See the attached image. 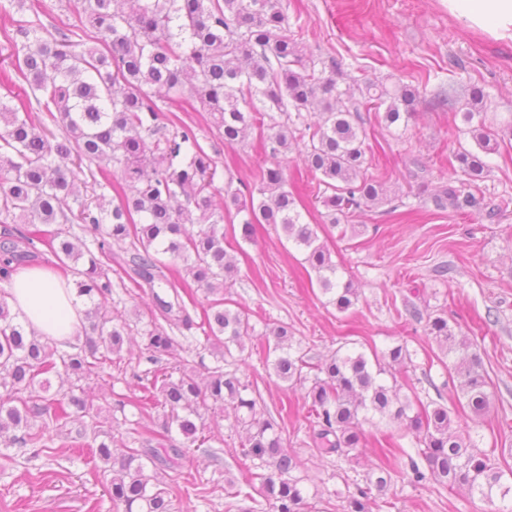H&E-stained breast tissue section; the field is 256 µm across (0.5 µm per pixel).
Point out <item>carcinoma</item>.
Segmentation results:
<instances>
[{"mask_svg": "<svg viewBox=\"0 0 512 512\" xmlns=\"http://www.w3.org/2000/svg\"><path fill=\"white\" fill-rule=\"evenodd\" d=\"M30 2V20L13 28L0 26L9 49L11 70L0 71V218L14 224H66L67 230L17 231L18 241L0 245V276L24 261L40 242L50 247L57 266L78 277V296L107 299L112 294V247L129 244V278L152 290L150 327L146 330V361L155 369L133 374L137 392L120 397L139 416L157 408L164 419L156 442L162 446L178 432L189 442L199 439L202 412L232 405L245 431L243 455L253 461L248 490L231 484L224 493L240 499L237 512H311L294 458L268 419L257 417L256 400L243 395L247 386L218 364L201 377L183 369L178 377L163 361L184 344L173 329L194 327L205 349L232 355L244 349L254 327L242 311L224 303V288L238 268L224 247V224H242L251 238L258 224L280 228L285 239L304 254L329 303L343 313L358 301L352 281H341L331 251L320 242L316 226L304 221L294 192L288 188L282 160L300 134V155L307 171L323 187L317 195L329 223L368 211L384 201V177L368 144L363 113L384 109L387 125L408 128L421 98L419 87L390 90L376 80L340 87L331 74L336 62L316 68L306 57L302 31L290 30L282 0H81L74 18L65 17L48 29L40 0H3L0 17ZM473 107L462 113L465 133L478 151H458L448 165L465 179L441 186L436 205L460 212L480 200L462 186L476 185L489 171L484 156L498 151L485 131V92L470 88ZM181 111L207 112L223 131L224 146L234 147L255 135L259 150L271 160L250 183H224V206L212 198L218 166L192 129L167 118L159 102ZM279 112L283 123H265ZM63 132L55 140L49 126ZM88 173L91 190L115 193L117 202L105 210L80 194L75 180ZM182 261L177 282H168L173 299L155 291L162 257ZM211 296L200 321L189 313L184 298L198 290ZM88 327L79 344L58 351L52 339L26 331L18 314L0 296V382L9 383L0 400V441L37 458L69 423L90 413L78 382L112 376L113 356L122 351L129 325L99 309L85 311ZM446 351L456 354L459 391L471 413L486 414L491 406L483 359L471 341L459 337L448 319L429 322ZM274 347L256 344L258 353L277 352L272 366L287 388H307L306 416L314 444L324 453L349 456L365 441L362 422L378 419L402 427L383 435L382 448H399L397 438L410 436L415 454L403 452L406 469L416 483L432 480L449 490L462 488L489 502L512 499V473L498 466L495 455L474 446L470 437L451 431L448 406L401 397V385L390 368L410 359L407 347L384 352L337 349L315 359L292 351L288 327L272 331ZM74 377L55 396L47 395L49 375ZM73 462L85 466L96 459L112 464L108 492L124 512H173L168 484L146 473L147 464H166L153 453L132 448L117 456L112 435L95 431L91 441L79 431L71 437ZM395 467L383 462L367 474L366 487L348 496L343 512H371L372 492L381 495L391 484Z\"/></svg>", "mask_w": 512, "mask_h": 512, "instance_id": "obj_1", "label": "carcinoma"}]
</instances>
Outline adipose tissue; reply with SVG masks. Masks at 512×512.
<instances>
[{
	"label": "adipose tissue",
	"mask_w": 512,
	"mask_h": 512,
	"mask_svg": "<svg viewBox=\"0 0 512 512\" xmlns=\"http://www.w3.org/2000/svg\"><path fill=\"white\" fill-rule=\"evenodd\" d=\"M450 15L496 41L512 42V0H447ZM8 302L30 328L59 345L73 340L81 303L74 288L62 285L46 266L18 268L10 274Z\"/></svg>",
	"instance_id": "ef3b65f1"
}]
</instances>
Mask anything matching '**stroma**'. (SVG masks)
I'll use <instances>...</instances> for the list:
<instances>
[{
	"label": "stroma",
	"instance_id": "35a3bbf8",
	"mask_svg": "<svg viewBox=\"0 0 512 512\" xmlns=\"http://www.w3.org/2000/svg\"><path fill=\"white\" fill-rule=\"evenodd\" d=\"M290 18L308 30L306 50L323 60H336L344 74L363 75L386 85L414 84L425 76L418 114L402 136H394L378 121H371L369 142L386 173L390 204L408 211L397 222L378 206L354 216L363 227L356 236H341L325 223L322 206L314 197L317 182L306 172L297 153L286 164L289 187L301 196L305 220L318 225L337 264L359 291L357 303L341 313L327 302L319 285L311 283L301 262V251L285 250L273 225L258 227L253 240L242 238L241 224L225 225L228 250L239 272L224 296L230 308L248 313L256 334L285 325L299 351L327 355L338 348L365 353L402 344L410 358L395 374L406 394L423 402L441 401L451 410L454 425L468 422L455 387V355H443L427 330L429 318H447L456 334L477 344L488 374L491 408L473 427L478 448L495 451L501 467L512 468V207L495 219L486 216V204L512 198V43L493 42L470 31L465 22L449 16L446 0H283ZM483 86L487 93L486 123L497 135L499 149L488 155L490 172L474 193L485 205L460 214L438 208L437 188L453 179L449 156L474 149L470 135L460 132L459 112L468 107V89ZM179 123L190 126L218 163L222 178L250 182L267 161L253 144L226 147L211 126L207 113L182 112ZM427 160L425 178L412 175L415 158ZM128 255L117 251L112 261V296L106 310L126 318L130 348L122 350L127 373L119 381H83L92 416L72 423V430L94 424L111 428L115 441L130 440L132 406L118 408L116 394L127 392L138 368L133 354L143 346L149 325V289L123 287ZM186 367L198 373L215 365L234 372L247 384V397L257 409L277 422L284 447L298 461L294 477L304 496L318 512H342L349 491L364 484L372 463L380 462L379 438L389 425L364 423L368 441L360 458L320 456L306 420L309 402L303 391L288 390L272 365L252 348L222 358L212 349H190ZM203 434L219 459L203 450L186 448L180 434L171 444L179 449L175 462L158 466L171 484L193 474L196 489L176 499L175 512H229L226 483L244 485L253 463L241 454L242 429L232 409L204 414ZM132 440V439H131ZM389 505L382 512H502L503 502L488 503L467 491H451L435 482H411L404 472L394 475L385 492ZM98 512H114L104 477L88 474L83 465L69 461V451L26 461L14 448L0 444V503L18 504L22 512H85L87 501Z\"/></svg>",
	"mask_w": 512,
	"mask_h": 512
}]
</instances>
